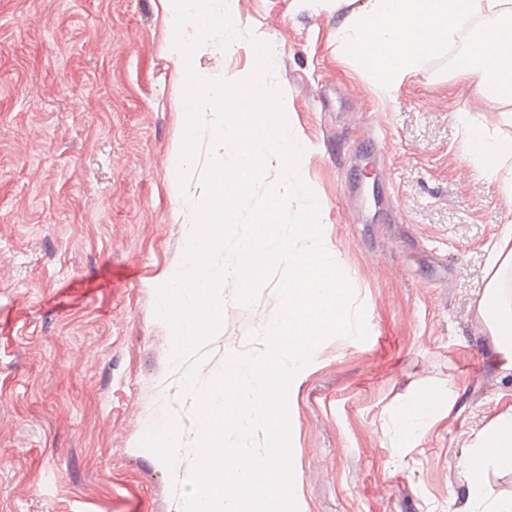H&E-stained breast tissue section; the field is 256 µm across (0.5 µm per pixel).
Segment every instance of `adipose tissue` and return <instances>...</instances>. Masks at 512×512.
<instances>
[{
    "mask_svg": "<svg viewBox=\"0 0 512 512\" xmlns=\"http://www.w3.org/2000/svg\"><path fill=\"white\" fill-rule=\"evenodd\" d=\"M464 130L466 158L482 176L493 181L505 202L512 204V136H503L474 122L469 113H456ZM512 277V224L503 225L487 263L486 287L476 312L501 354L500 367L512 372V300L504 282ZM469 469L467 492L476 512H512L511 497H491L485 482L488 472H512V407L497 414L474 433L470 452L463 459Z\"/></svg>",
    "mask_w": 512,
    "mask_h": 512,
    "instance_id": "ef3b65f1",
    "label": "adipose tissue"
}]
</instances>
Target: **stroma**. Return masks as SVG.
<instances>
[{
    "label": "stroma",
    "instance_id": "obj_1",
    "mask_svg": "<svg viewBox=\"0 0 512 512\" xmlns=\"http://www.w3.org/2000/svg\"><path fill=\"white\" fill-rule=\"evenodd\" d=\"M367 0H229L233 50L193 55L238 80L272 44L323 233L369 340L328 338L289 390L299 512H472L461 465L512 405V374L475 299L512 206L463 152L457 112L512 135L474 80L424 62L389 94L336 28ZM163 0H0V512H182L192 473L186 367L171 368L156 289L189 238L173 157L185 67ZM278 307L224 289L221 329L194 355L208 380ZM451 412L400 442L413 399ZM176 432L177 462L156 440Z\"/></svg>",
    "mask_w": 512,
    "mask_h": 512
}]
</instances>
